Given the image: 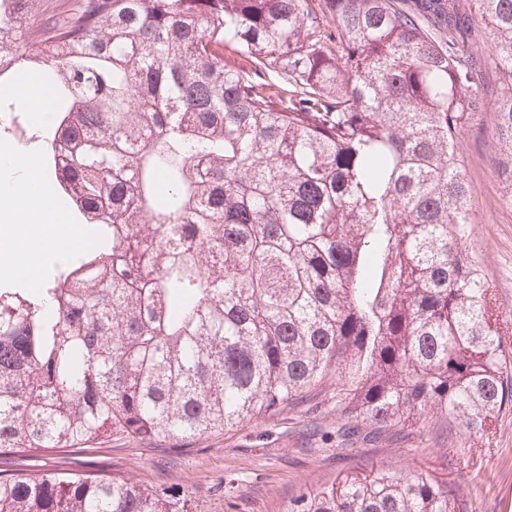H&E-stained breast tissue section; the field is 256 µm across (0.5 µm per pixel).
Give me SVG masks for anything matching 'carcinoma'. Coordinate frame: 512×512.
<instances>
[{
	"label": "carcinoma",
	"mask_w": 512,
	"mask_h": 512,
	"mask_svg": "<svg viewBox=\"0 0 512 512\" xmlns=\"http://www.w3.org/2000/svg\"><path fill=\"white\" fill-rule=\"evenodd\" d=\"M482 43L479 57L466 47ZM53 85L46 166L96 226L0 288V512H202L48 448L187 447L329 393L336 457L456 439L512 406V322L466 242L458 136L494 112L512 200V0H0V76ZM289 512H469L425 470L350 473Z\"/></svg>",
	"instance_id": "obj_1"
}]
</instances>
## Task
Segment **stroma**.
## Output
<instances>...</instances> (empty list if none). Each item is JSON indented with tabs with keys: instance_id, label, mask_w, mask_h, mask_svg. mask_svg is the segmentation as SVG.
<instances>
[{
	"instance_id": "obj_1",
	"label": "stroma",
	"mask_w": 512,
	"mask_h": 512,
	"mask_svg": "<svg viewBox=\"0 0 512 512\" xmlns=\"http://www.w3.org/2000/svg\"><path fill=\"white\" fill-rule=\"evenodd\" d=\"M0 107L12 124L0 122V145L21 147L18 128L33 134L41 148L49 125H33L15 86L0 82ZM493 115L479 113L475 128L463 130L459 147L463 174L474 199L472 234L467 244L503 316L512 318V207L502 200L501 179L492 156ZM339 421L330 401L314 415L283 411L233 430L211 435L180 451L163 443L125 437L87 454L52 449L42 461L47 472L103 470L144 478L154 485L192 489L207 512H288L290 500L344 474L378 468H425L439 480L459 485L469 512H512V408L503 409L482 448L451 444L446 438L414 433L364 445L353 462L336 459L328 437Z\"/></svg>"
}]
</instances>
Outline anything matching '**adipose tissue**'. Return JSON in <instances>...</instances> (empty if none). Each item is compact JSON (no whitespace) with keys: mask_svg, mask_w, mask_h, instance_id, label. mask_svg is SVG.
<instances>
[{"mask_svg":"<svg viewBox=\"0 0 512 512\" xmlns=\"http://www.w3.org/2000/svg\"><path fill=\"white\" fill-rule=\"evenodd\" d=\"M60 203L36 154L0 151V276L29 280L48 255L78 247L83 228L63 222Z\"/></svg>","mask_w":512,"mask_h":512,"instance_id":"adipose-tissue-1","label":"adipose tissue"}]
</instances>
